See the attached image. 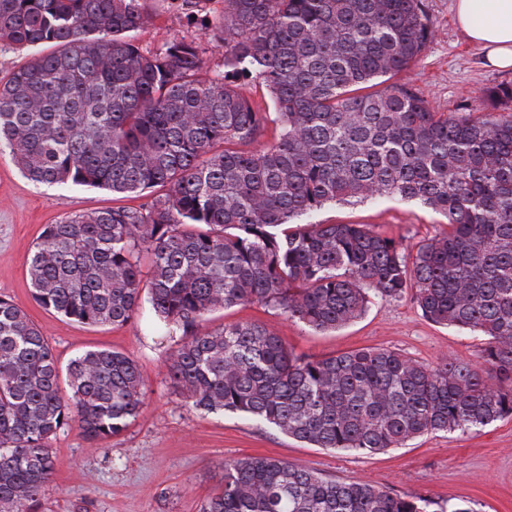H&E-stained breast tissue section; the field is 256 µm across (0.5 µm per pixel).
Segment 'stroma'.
Returning <instances> with one entry per match:
<instances>
[{
    "label": "stroma",
    "mask_w": 512,
    "mask_h": 512,
    "mask_svg": "<svg viewBox=\"0 0 512 512\" xmlns=\"http://www.w3.org/2000/svg\"><path fill=\"white\" fill-rule=\"evenodd\" d=\"M433 37L420 60L394 76L437 112L491 111L490 91L512 87V70L485 67L483 54L457 27L453 0H425ZM150 19L137 35L142 50L173 38L200 43L208 72L224 69V44L172 4L151 0ZM110 191L87 186L41 185L28 180L9 154H0V295L21 306L47 338L59 365L87 350L111 349L133 357L145 384L143 407L119 435L92 446L78 426L50 443L56 469L38 512H200L224 483V465L247 456L275 457L340 481L369 480L387 490L463 503L474 512H512V418L479 432L425 434L406 447L376 454L317 448L232 413H206L176 388L168 372L183 343L143 312L123 325L88 326L45 310L31 296L27 270L44 227L79 212L109 209ZM323 224H366L415 248L444 230L441 215L415 202L383 199L328 205ZM210 326L258 321L284 336L299 355H335L375 347L432 366L445 357L473 359L484 339L426 320L410 299L377 301L359 320L316 332L281 311L257 305L218 309Z\"/></svg>",
    "instance_id": "1"
}]
</instances>
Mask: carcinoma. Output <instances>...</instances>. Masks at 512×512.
<instances>
[{
    "mask_svg": "<svg viewBox=\"0 0 512 512\" xmlns=\"http://www.w3.org/2000/svg\"><path fill=\"white\" fill-rule=\"evenodd\" d=\"M148 19L147 0H0V43L29 51L0 78V153L35 183L125 200L44 227L33 300L80 324L122 325L147 292L153 315L186 337L168 371L197 409L318 448L374 454L512 417V88L492 94L497 111L459 116L384 85L432 38L424 0H224L204 23L224 42L213 76L194 42L143 52ZM250 80L272 111L247 95ZM271 122L278 137L255 147ZM384 198L418 201L448 230L408 250L364 224L297 222ZM407 296L426 320L487 337L478 357L299 356L255 321L205 327L217 308L259 304L332 331L372 298ZM143 395L120 351L87 350L60 375L46 337L0 296V512H37L58 432L75 423L98 445L139 415ZM431 505L249 456L224 463L202 512Z\"/></svg>",
    "mask_w": 512,
    "mask_h": 512,
    "instance_id": "1",
    "label": "carcinoma"
}]
</instances>
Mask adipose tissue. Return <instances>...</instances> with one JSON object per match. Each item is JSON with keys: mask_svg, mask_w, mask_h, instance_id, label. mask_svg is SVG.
<instances>
[{"mask_svg": "<svg viewBox=\"0 0 512 512\" xmlns=\"http://www.w3.org/2000/svg\"><path fill=\"white\" fill-rule=\"evenodd\" d=\"M458 27L484 54L486 66L512 68V0H454Z\"/></svg>", "mask_w": 512, "mask_h": 512, "instance_id": "adipose-tissue-1", "label": "adipose tissue"}]
</instances>
